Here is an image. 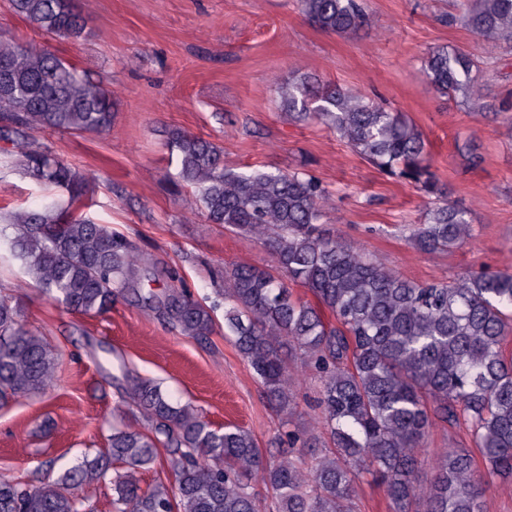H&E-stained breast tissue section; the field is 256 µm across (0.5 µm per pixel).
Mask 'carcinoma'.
<instances>
[{"label": "carcinoma", "instance_id": "1", "mask_svg": "<svg viewBox=\"0 0 512 512\" xmlns=\"http://www.w3.org/2000/svg\"><path fill=\"white\" fill-rule=\"evenodd\" d=\"M468 27L494 42L512 39V0H462ZM43 32L74 42L86 19L74 0H11ZM304 17L329 33L370 24L361 0H301ZM479 66L446 47L425 61L442 95L470 93ZM295 119H317L373 166L433 199L410 238L419 251L449 250L469 236L466 209L431 171L422 132L405 115L353 89L310 77L288 87ZM112 88L91 81L43 46L0 43V119L12 126L10 157L52 189L34 207L6 212L0 258L20 267L49 298L101 315L124 296L142 254L84 212L91 177L67 159L31 148L34 132H103L112 127ZM168 148L177 176L193 187L209 224L270 244L272 269L232 265L222 299L198 300L182 285L158 296L160 316L183 336L206 340L224 306V336L282 415L279 445L307 444L289 425L297 407L289 358L317 374L321 429L310 475L266 455L251 432L215 429L150 378L128 374L123 392L138 416L112 422L108 448L52 481H0V512H84L76 494L112 483L113 512H354L362 473L384 488L392 512H482L481 484L512 477V272L416 283L381 268L363 249L320 227L329 192L303 172L235 170L217 144L175 128ZM307 289L314 301L294 295ZM58 351L24 327L0 296V401L44 388ZM464 425L472 447L437 455L430 484L418 480V446L430 428ZM174 480L142 488L136 473L158 462ZM262 475L268 498L249 479Z\"/></svg>", "mask_w": 512, "mask_h": 512}]
</instances>
